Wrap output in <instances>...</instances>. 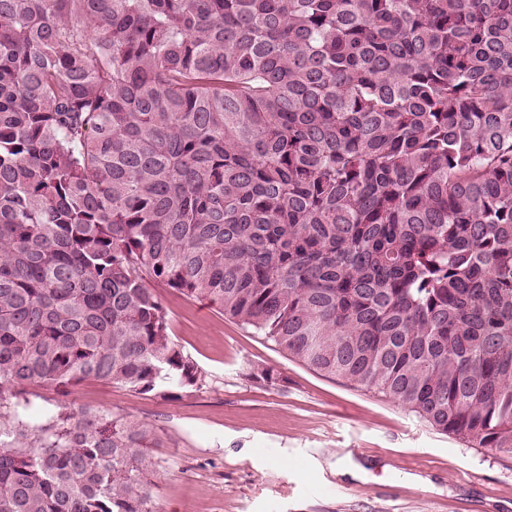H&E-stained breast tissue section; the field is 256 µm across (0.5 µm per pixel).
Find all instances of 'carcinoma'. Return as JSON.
<instances>
[{
	"label": "carcinoma",
	"mask_w": 512,
	"mask_h": 512,
	"mask_svg": "<svg viewBox=\"0 0 512 512\" xmlns=\"http://www.w3.org/2000/svg\"><path fill=\"white\" fill-rule=\"evenodd\" d=\"M160 288L512 457V0H0V512H159ZM21 399V403L27 402V414L31 419H40L47 409L53 408L60 397L52 390H43L31 387Z\"/></svg>",
	"instance_id": "obj_1"
}]
</instances>
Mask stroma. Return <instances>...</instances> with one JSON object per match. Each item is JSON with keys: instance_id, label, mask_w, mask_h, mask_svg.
<instances>
[{"instance_id": "1", "label": "stroma", "mask_w": 512, "mask_h": 512, "mask_svg": "<svg viewBox=\"0 0 512 512\" xmlns=\"http://www.w3.org/2000/svg\"><path fill=\"white\" fill-rule=\"evenodd\" d=\"M164 300L198 388L141 395L85 381L70 394L155 431L160 512H512V458L310 370L205 303ZM265 369L275 382L260 380Z\"/></svg>"}]
</instances>
